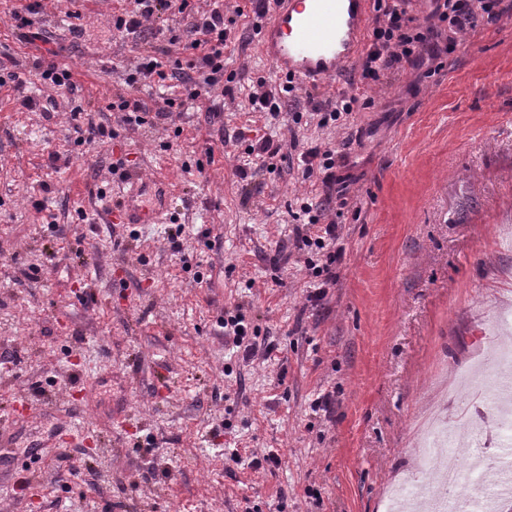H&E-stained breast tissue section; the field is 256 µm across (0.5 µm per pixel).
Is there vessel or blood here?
<instances>
[{
    "mask_svg": "<svg viewBox=\"0 0 512 512\" xmlns=\"http://www.w3.org/2000/svg\"><path fill=\"white\" fill-rule=\"evenodd\" d=\"M371 0H273L260 35L265 58L283 76L327 83L360 52ZM167 202L159 178H133L130 191L109 214L114 224H152ZM499 489L481 500L482 512H499L512 499V470L499 471Z\"/></svg>",
    "mask_w": 512,
    "mask_h": 512,
    "instance_id": "vessel-or-blood-1",
    "label": "vessel or blood"
}]
</instances>
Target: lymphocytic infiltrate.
Instances as JSON below:
<instances>
[{
  "label": "lymphocytic infiltrate",
  "instance_id": "obj_1",
  "mask_svg": "<svg viewBox=\"0 0 512 512\" xmlns=\"http://www.w3.org/2000/svg\"><path fill=\"white\" fill-rule=\"evenodd\" d=\"M504 0H433L434 24L422 28L415 26L410 13L412 0H374L375 12L370 43L362 55L359 67L363 79L380 81L385 75L398 72L417 63L423 55L441 58L454 53L478 26L495 23L504 12ZM164 19L171 34V43H183L190 53L186 61H174L168 49L140 50L137 61L125 78L127 86L142 82H155L168 86L177 82L188 101L201 105L210 101L212 91L232 97L231 86L224 83V50L229 31L224 25V5L216 0L207 11L191 7L190 0H133L131 10L114 16L116 31L143 36L152 30L157 19ZM175 99H166L164 107L154 109L134 97H119L111 108L126 126L168 121L173 117ZM305 175L321 174L325 185H340L345 181L341 170L347 165L344 153L332 148L314 146L303 152ZM308 221L317 225V247L325 253V263L312 266L313 277L322 281L320 288L308 296L319 302L327 285L333 284L331 265L336 261L338 232L335 218L325 210L309 215Z\"/></svg>",
  "mask_w": 512,
  "mask_h": 512
}]
</instances>
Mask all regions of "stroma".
Wrapping results in <instances>:
<instances>
[{"label":"stroma","mask_w":512,"mask_h":512,"mask_svg":"<svg viewBox=\"0 0 512 512\" xmlns=\"http://www.w3.org/2000/svg\"><path fill=\"white\" fill-rule=\"evenodd\" d=\"M30 2L0 0V72L21 77L0 86V512H382L388 485H423L429 409L482 429L512 332V14L438 73L361 84L372 105L342 129L296 118L302 85L277 119L253 109L254 82L280 78L240 17L233 105L216 92L220 116L187 104L133 129L110 108L134 61L112 27L130 0H43L36 23L76 84L47 110L14 19ZM91 122L112 136L85 143ZM292 131L272 172L237 142ZM317 144L346 151L351 181L314 306L306 266L324 259L294 215L325 198L301 162ZM136 173L174 182L165 219L108 223ZM236 305L251 357L224 344Z\"/></svg>","instance_id":"obj_1"}]
</instances>
